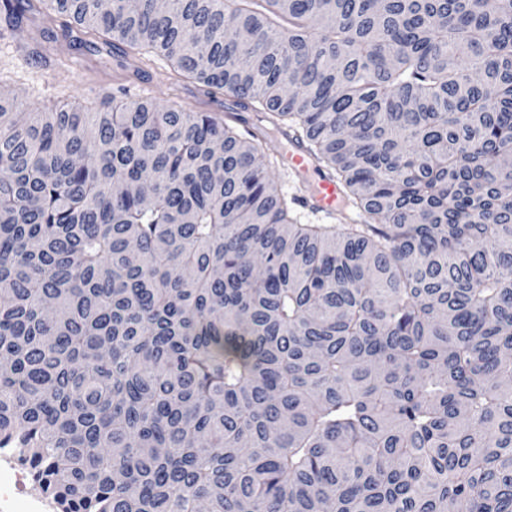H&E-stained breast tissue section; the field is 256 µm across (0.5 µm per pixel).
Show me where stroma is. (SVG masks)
<instances>
[{"mask_svg": "<svg viewBox=\"0 0 512 512\" xmlns=\"http://www.w3.org/2000/svg\"><path fill=\"white\" fill-rule=\"evenodd\" d=\"M0 88L18 93L33 111L75 100L94 111L110 97L120 104L141 100L161 106L177 103L187 111L218 117L224 115L226 106L224 97H210L201 84L180 78L161 57L151 56L138 73L118 51L105 46L97 51L75 48L63 37L48 51L24 35L16 41L0 40ZM286 146L279 133L267 138L269 180L277 190L300 196L304 185L281 160Z\"/></svg>", "mask_w": 512, "mask_h": 512, "instance_id": "stroma-1", "label": "stroma"}]
</instances>
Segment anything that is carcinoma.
Here are the masks:
<instances>
[{
	"label": "carcinoma",
	"instance_id": "obj_1",
	"mask_svg": "<svg viewBox=\"0 0 512 512\" xmlns=\"http://www.w3.org/2000/svg\"><path fill=\"white\" fill-rule=\"evenodd\" d=\"M255 113L0 92V448L58 512H512V0H0ZM296 130L360 221L302 224Z\"/></svg>",
	"mask_w": 512,
	"mask_h": 512
}]
</instances>
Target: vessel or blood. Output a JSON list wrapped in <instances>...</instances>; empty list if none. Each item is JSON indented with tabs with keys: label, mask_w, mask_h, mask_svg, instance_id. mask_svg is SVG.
I'll use <instances>...</instances> for the list:
<instances>
[{
	"label": "vessel or blood",
	"mask_w": 512,
	"mask_h": 512,
	"mask_svg": "<svg viewBox=\"0 0 512 512\" xmlns=\"http://www.w3.org/2000/svg\"><path fill=\"white\" fill-rule=\"evenodd\" d=\"M284 161L289 171L308 186L302 198L305 209L311 212L343 210L344 193L341 187L316 165L300 141L290 139Z\"/></svg>",
	"instance_id": "obj_1"
}]
</instances>
